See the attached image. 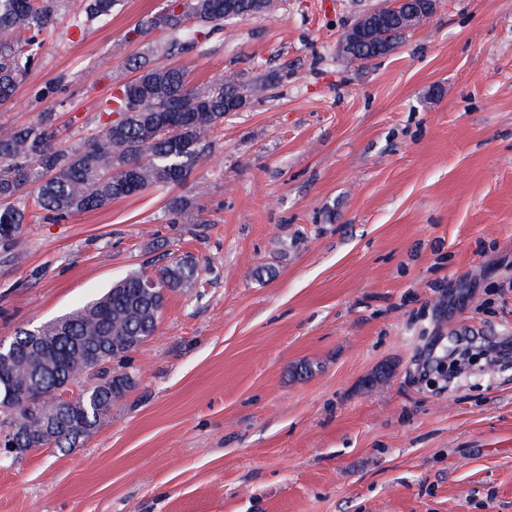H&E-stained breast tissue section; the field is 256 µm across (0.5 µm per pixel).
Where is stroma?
Listing matches in <instances>:
<instances>
[{
    "label": "stroma",
    "mask_w": 512,
    "mask_h": 512,
    "mask_svg": "<svg viewBox=\"0 0 512 512\" xmlns=\"http://www.w3.org/2000/svg\"><path fill=\"white\" fill-rule=\"evenodd\" d=\"M381 3L282 0L170 57L137 31L167 0L80 35L58 13L0 127L47 113L78 144L136 58L278 79L186 185L30 208L25 249L0 251L5 342L165 254L202 267L90 437L0 452V512H512V0H439L348 62L343 32ZM406 29L400 26H394L392 29L376 32L367 42L353 47L350 61H358L360 63L370 62L374 59L382 57L383 53L379 49L383 47L385 42H389L390 51L394 50L405 37Z\"/></svg>",
    "instance_id": "35a3bbf8"
}]
</instances>
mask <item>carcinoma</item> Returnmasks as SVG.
<instances>
[{
	"label": "carcinoma",
	"mask_w": 512,
	"mask_h": 512,
	"mask_svg": "<svg viewBox=\"0 0 512 512\" xmlns=\"http://www.w3.org/2000/svg\"><path fill=\"white\" fill-rule=\"evenodd\" d=\"M65 0H0V106L8 103L34 66ZM122 0H84L73 26L83 31L109 16ZM237 17L267 14L274 0H230ZM224 21V0H170L169 8L147 21V29L164 32L173 42L189 44L206 36L202 26ZM406 29L394 26L352 48L349 60L360 63L382 57L384 43L395 49ZM138 75L99 104L107 116L95 133L78 146L60 137L44 116L25 128H0V246L12 254L25 247L27 200L53 220L101 209L112 201L186 183L212 147L224 115L246 108L274 77L246 83L237 74L198 84L184 66L133 60ZM118 115L112 119V115ZM146 273L132 274L104 294L31 328L17 330L7 344L10 364L0 363V432L13 426L35 433L41 422L39 402L9 397L20 383L31 384L45 402H55L63 424L54 439L65 452L79 446L136 385L135 378L112 368L85 376L84 368L102 359L124 358L158 327L165 296L193 288L198 260L172 256L151 277L156 293L141 288ZM75 388L62 398L60 387Z\"/></svg>",
	"instance_id": "carcinoma-1"
}]
</instances>
